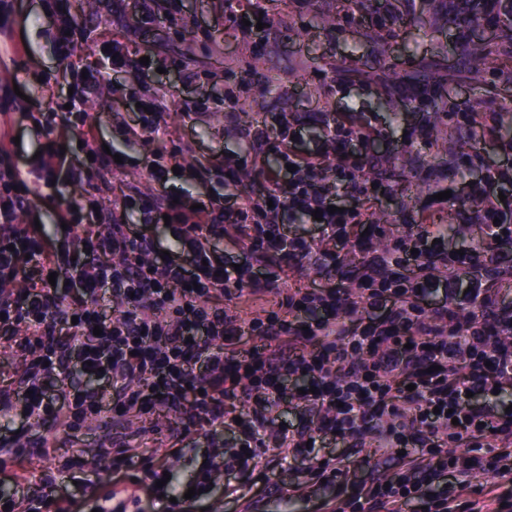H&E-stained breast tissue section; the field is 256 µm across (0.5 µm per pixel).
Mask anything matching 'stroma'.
<instances>
[{"instance_id":"1","label":"stroma","mask_w":512,"mask_h":512,"mask_svg":"<svg viewBox=\"0 0 512 512\" xmlns=\"http://www.w3.org/2000/svg\"><path fill=\"white\" fill-rule=\"evenodd\" d=\"M267 16L264 31L246 36L224 24V0H180L167 11L158 0L152 13H143L138 0H87L73 16L79 48L74 59L62 57L54 35L58 23L56 0H0V45L18 46V54H0V89L10 101L8 131L16 137L12 159L26 165L44 142L43 126L52 123L70 156L86 157L110 150L125 159L122 172L98 199L94 223L112 220V201L123 195L138 206L125 215L133 227H146L159 251L172 245V234L162 216L144 225L140 204H159L168 196L186 204H205L210 198L259 197L270 168L279 158L270 148L251 152L246 131L278 130L297 123V153L311 154L320 165L316 180L328 198L340 207L363 206L371 228L372 251L383 252L405 237L408 225L427 215L429 223L447 230L448 252L479 246L498 267H512V242L487 238L477 222L483 205L471 194V185H483L487 172L512 158V44L502 42L496 29H471L473 40L491 44L483 80L474 83L461 61L454 32L436 28L434 19L448 0H415L420 26L387 23L378 40L367 32L372 17L351 16L343 0H260ZM220 43L223 54L211 52ZM130 55H150V69L120 70L112 65V49ZM426 67L432 81L424 94L408 100L411 74ZM360 70H383L398 86L383 88L357 78ZM93 74L79 112L58 121L56 105L46 93L52 86L67 93L83 73ZM164 97V136L131 139L127 128L136 126L140 100ZM205 98L207 111L184 115L183 101ZM96 125L92 137L81 130L83 115ZM338 116L353 127L373 132L360 150L361 171L343 178L336 170V141L324 122ZM164 155V181L151 179L145 163ZM377 193L363 196L365 183ZM450 198H443V191ZM367 253L337 246L324 265L294 270L264 268L263 273L286 281L293 288H337L349 297L360 291ZM179 423L174 410H161L122 421L118 434L131 447L153 449V462L168 465L182 481L195 479L193 466L175 461L170 453L172 430ZM102 436L88 424L72 438L48 423L33 430L24 451L30 478H39L48 462L40 452L41 439L56 447V464L68 463L73 448H97ZM320 454L334 459L348 482L369 487L373 475H391L399 467L391 454L375 452L371 443L349 448L328 442ZM305 460L283 459L279 450L266 449L256 473L271 487L250 510L244 500L229 495L216 483L204 505L207 512H319L320 502L335 497V488L317 496L285 494L288 484L301 478Z\"/></svg>"}]
</instances>
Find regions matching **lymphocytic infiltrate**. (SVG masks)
I'll return each mask as SVG.
<instances>
[{
  "label": "lymphocytic infiltrate",
  "instance_id": "lymphocytic-infiltrate-1",
  "mask_svg": "<svg viewBox=\"0 0 512 512\" xmlns=\"http://www.w3.org/2000/svg\"><path fill=\"white\" fill-rule=\"evenodd\" d=\"M41 189H32L30 172L10 162L0 140V340L22 339L28 351L19 372L21 389L0 388V417L12 420L22 407L18 433L0 448V499L6 512H125V470L142 465V486L161 512H197L196 499L186 498L185 487L163 481L152 457L130 454L119 438L104 440L98 453L110 460L115 476L101 487L98 473L86 460L64 476L45 475L39 489H31L23 466L22 434L46 422L77 434L86 420L106 426L133 411L155 407L177 410L181 422L172 437L178 455L196 446L202 427L222 428L233 442L212 448L201 467L198 489L223 476L227 486L255 483V460L261 450L279 449L288 456L306 452L313 434L337 435L350 446L371 440L374 447L409 448L401 472L390 480L375 479L368 495L344 494L325 503V512H400L415 502L426 512H512V499L471 488V471L481 467L496 477L512 472V413L495 414L473 404L474 396L512 385V345L492 341L486 325L462 316L463 305L489 308L479 279L459 292V273L486 265L482 249L448 256L442 248L444 229L437 224H413L406 243L375 254L362 278L357 302L366 309L388 307V315L349 333L327 317L308 325L296 320L300 308L337 310L348 305L339 290L301 292L254 279L250 265L224 267L214 248L227 231H235L250 256L288 265L318 262L312 244L298 243L276 224H250L248 212L266 209V200L250 197L224 208L179 212L173 237L181 261L152 265L142 254L154 251L146 235L129 234L121 215L129 198L112 202L108 224H76L71 206L61 207L59 218L67 228L62 239L48 242L43 231L18 220L23 208L58 194L57 171L65 163L54 139L44 144ZM122 164L98 155L68 173L70 182L88 190L107 191ZM290 211L322 213L316 224L318 239H336L369 251L368 236L358 231L354 210L328 213V204L310 186L298 185L284 198ZM423 242L425 265L409 274L400 269L412 258L410 243ZM121 264H113V257ZM443 263L448 269L446 301L428 311L421 304L434 285L426 265ZM71 278L68 294H60L50 273ZM22 288H12L15 278ZM245 288L253 311L244 319L233 311L211 305L215 292L227 286ZM278 296L277 310L265 306L266 294ZM126 300L120 315L98 311L104 297ZM250 334L261 343L236 358L226 357V342ZM312 340L316 351H301ZM98 379L99 387L75 389L69 384L72 368ZM56 374L54 391L43 379ZM307 375L314 388L302 409L303 423L295 428L277 425L276 410L284 400L282 376ZM402 377L407 387H399ZM447 426L448 440L472 448L469 456L438 454L436 432ZM492 447V455L481 450Z\"/></svg>",
  "mask_w": 512,
  "mask_h": 512
}]
</instances>
